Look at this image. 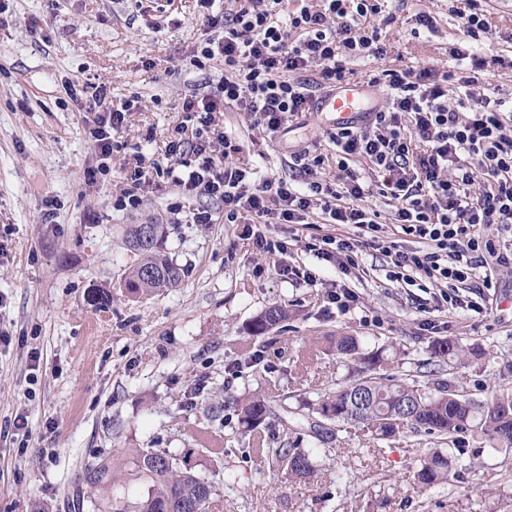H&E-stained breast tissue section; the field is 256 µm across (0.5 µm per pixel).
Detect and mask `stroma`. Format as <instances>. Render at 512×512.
Wrapping results in <instances>:
<instances>
[{"instance_id": "35a3bbf8", "label": "stroma", "mask_w": 512, "mask_h": 512, "mask_svg": "<svg viewBox=\"0 0 512 512\" xmlns=\"http://www.w3.org/2000/svg\"><path fill=\"white\" fill-rule=\"evenodd\" d=\"M0 28V512H97L103 494L87 470L110 459L116 473L106 495L135 502L147 482L130 475L137 448H164L208 480L225 483L223 512H512V449L480 448L464 437L456 452L459 475L428 490L413 480L416 459L435 440L404 433L385 443L349 427L313 450L318 475L282 482L268 460L286 440L289 423L240 433L233 408L212 418L225 398L258 390L275 406L335 390L351 379L345 362L326 350L325 337L352 334L364 349L397 348L388 372L430 382L425 363L434 340L461 339L482 359L443 364L438 376L483 398L492 385L512 386V269H495L496 288L459 289L462 307L423 288L386 277L387 259L366 248L358 266L343 271L301 251L288 261L306 266L315 285L280 276L275 256L243 238L239 224H194L202 206L223 205L186 196L160 175L135 210H117L120 168L133 156L160 158L179 106L192 89L211 85L221 68L198 70L182 57L206 37L196 0H10ZM395 22L387 29L386 59L348 58L354 83L383 69L432 66L454 70L450 53L463 38L450 0H386ZM423 13L432 28L416 26ZM50 21L49 42L35 41L32 17ZM156 66L144 71L142 63ZM106 84L113 99L139 105L114 135L111 170L94 186L89 130L95 116L77 111L64 81ZM236 140L252 182L288 176L294 152L326 157L321 177L339 181L326 132L332 118L310 112L270 134L244 112L216 113ZM63 208L44 222L45 197ZM95 221H88L89 213ZM164 225L163 249L185 270L181 286L135 297L121 287L138 260L127 247L128 225ZM343 285L359 304L338 312L326 296ZM107 289L99 310L87 292ZM271 305L288 322L265 337L248 329ZM26 416L29 430L13 427ZM220 440L221 457L202 448Z\"/></svg>"}]
</instances>
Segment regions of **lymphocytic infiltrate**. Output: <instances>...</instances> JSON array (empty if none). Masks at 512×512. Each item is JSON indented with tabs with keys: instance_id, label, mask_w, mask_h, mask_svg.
Wrapping results in <instances>:
<instances>
[{
	"instance_id": "1",
	"label": "lymphocytic infiltrate",
	"mask_w": 512,
	"mask_h": 512,
	"mask_svg": "<svg viewBox=\"0 0 512 512\" xmlns=\"http://www.w3.org/2000/svg\"><path fill=\"white\" fill-rule=\"evenodd\" d=\"M214 2L197 0L209 35L188 59L199 70L222 64L224 74L215 90L194 91L182 100V112L198 123L175 126L165 147L174 187L220 200L225 222H244L245 237L271 255L287 254L288 244L268 241L259 225H304L317 208L324 223L356 228L351 237L313 233L304 241L306 252L341 269L355 267L359 252L369 246L389 259V280L420 277L443 287L450 305L460 303L458 286L493 288L492 277L478 271L491 261L512 268V253L497 249L494 241L512 234V116L480 85L479 75L512 60L493 50L511 43L512 33L493 28L486 0H462L455 11L465 42L452 54L465 61V68L374 74L370 85L382 87L387 97L373 121L327 130L337 167L345 174L337 185L319 178L325 158L307 149L292 156L294 178L252 183L248 168L236 160L239 143L218 127L215 115L234 108L274 133L293 116L311 111L314 89L344 82L347 57L387 55L386 29L395 17L384 13V0H321L293 11L286 0H225L220 12ZM475 44L483 54L472 53ZM460 88L473 101L469 109L450 103ZM63 89L78 111L96 115L90 136L98 164L84 172L92 185L106 174L112 133L123 126L134 102L112 101L103 85L91 91L68 81ZM360 161L376 177L381 195L390 198L395 223L402 235L415 239V247L402 248L385 236L375 212L365 206L369 189L354 168ZM161 162L139 158L125 165L115 208H138Z\"/></svg>"
}]
</instances>
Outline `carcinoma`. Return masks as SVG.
I'll list each match as a JSON object with an SVG mask.
<instances>
[{"label":"carcinoma","instance_id":"1","mask_svg":"<svg viewBox=\"0 0 512 512\" xmlns=\"http://www.w3.org/2000/svg\"><path fill=\"white\" fill-rule=\"evenodd\" d=\"M151 240L140 236L141 225L128 229V244L140 261L128 270L123 288L133 295H149L177 288L185 271L161 252L164 225L152 224ZM288 309L272 306L251 323L249 333L261 336L288 321ZM336 354L359 366L360 377L349 385L318 396L304 406L311 419L309 427L291 429L286 446L276 451L270 467L291 481H309L317 468L310 448L321 441L317 427L325 422L340 431L347 426L360 427L379 441L397 439L404 430L432 437L454 446L465 435L481 436L490 448H512V387L492 388L489 400L481 403L457 391L451 383L436 379L431 384L410 383L384 374L389 358L386 348L370 352L361 350L356 336L341 335L330 339ZM479 356V349L466 351L452 339L434 344V354L442 360L464 362L466 354ZM239 428L254 431L266 423L271 414L268 401L254 395L234 401ZM135 478L150 484L148 495L132 503L114 507L106 498L99 504L101 512H211L212 504L224 499V488L188 469L166 449H143L132 458ZM452 475L451 454L435 450L418 460L414 480L423 489L448 483ZM87 482L93 487L112 485V463L101 460L87 470Z\"/></svg>","mask_w":512,"mask_h":512}]
</instances>
